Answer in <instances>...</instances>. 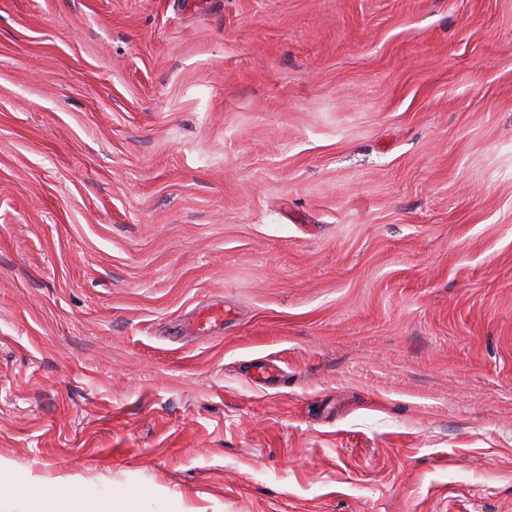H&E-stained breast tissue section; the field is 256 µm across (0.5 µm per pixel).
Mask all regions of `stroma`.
Returning <instances> with one entry per match:
<instances>
[{
  "mask_svg": "<svg viewBox=\"0 0 512 512\" xmlns=\"http://www.w3.org/2000/svg\"><path fill=\"white\" fill-rule=\"evenodd\" d=\"M64 480L512 512V0H0V512Z\"/></svg>",
  "mask_w": 512,
  "mask_h": 512,
  "instance_id": "1",
  "label": "stroma"
}]
</instances>
